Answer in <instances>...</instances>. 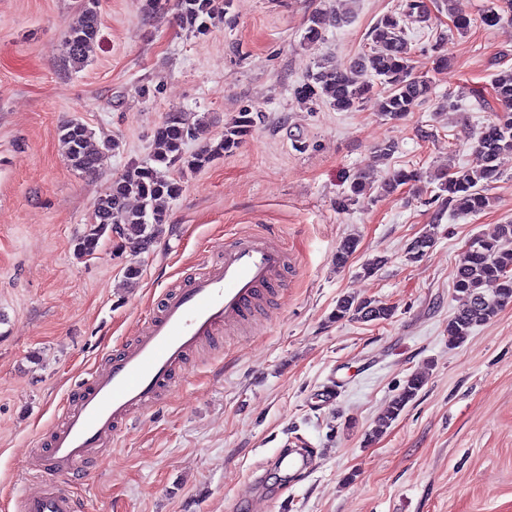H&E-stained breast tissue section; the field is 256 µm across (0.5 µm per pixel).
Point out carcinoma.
<instances>
[{
    "mask_svg": "<svg viewBox=\"0 0 512 512\" xmlns=\"http://www.w3.org/2000/svg\"><path fill=\"white\" fill-rule=\"evenodd\" d=\"M230 5L231 0H176L180 23L198 34L206 31L208 24L222 16ZM446 6L454 28L466 31L471 18L462 7V0H446ZM424 14L421 0H405L399 11L377 21L371 31L369 49L357 55L349 69L341 70L324 61L317 63L315 70L296 88V96L305 102L323 98L338 112L354 110L378 96L380 112L386 117L399 120L406 116L432 93V82L412 72L404 29L406 19L422 18ZM481 21L488 26L512 22V0H491ZM99 34V0H80L65 37L68 62L79 67L86 64ZM322 39V20L315 14L309 19L305 41L315 45ZM490 96L494 102L490 107L492 118L480 129L474 145L479 164L467 169L450 165L429 179L435 184L432 191L436 197L446 196L448 206L457 215L478 214L489 206L488 187L501 177L497 159L505 152L512 153V70L494 74ZM261 117L259 110L243 107L222 138L188 157L183 147L200 135V126L190 125L177 116L164 121L154 134L151 162L131 165L95 201L89 228L75 244L77 255L94 254L101 238L112 234L121 241L122 250L150 251L166 224L170 202L183 188L181 179L168 178L162 175L161 169L177 165L199 169L233 152L254 131ZM61 139L69 165L86 174L98 172L106 152L115 148L109 141L101 148L93 146L91 130L77 119L61 126ZM421 179L420 171L400 167L393 171L388 182L376 186L364 172L358 171L343 196L342 206L373 202ZM132 199L137 201L134 207L130 206ZM432 244L433 238L427 233L416 237L408 249L409 259L423 257ZM356 247L355 239H345L336 250V265H345ZM453 288L461 305L448 320V345L456 347L466 341L475 327L490 322L512 303V223L499 225L492 237H474L468 241ZM393 315L391 306L352 295L340 297L332 313L338 321L363 322H385ZM424 383L421 376H409L378 420L374 433L386 430Z\"/></svg>",
    "mask_w": 512,
    "mask_h": 512,
    "instance_id": "1",
    "label": "carcinoma"
}]
</instances>
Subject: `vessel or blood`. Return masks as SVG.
Wrapping results in <instances>:
<instances>
[{"instance_id": "vessel-or-blood-1", "label": "vessel or blood", "mask_w": 512, "mask_h": 512, "mask_svg": "<svg viewBox=\"0 0 512 512\" xmlns=\"http://www.w3.org/2000/svg\"><path fill=\"white\" fill-rule=\"evenodd\" d=\"M288 268V256L271 237L238 236L225 243L221 259L196 272L188 288L166 298L158 313L142 321L132 340L100 364L77 391L72 406L50 432L29 475L36 490L19 494L14 512H79L70 484L91 455L111 447L131 415L171 392L186 360L232 324H249L264 291ZM317 454H278L284 471L314 470ZM253 477L237 502L255 512L285 496Z\"/></svg>"}]
</instances>
